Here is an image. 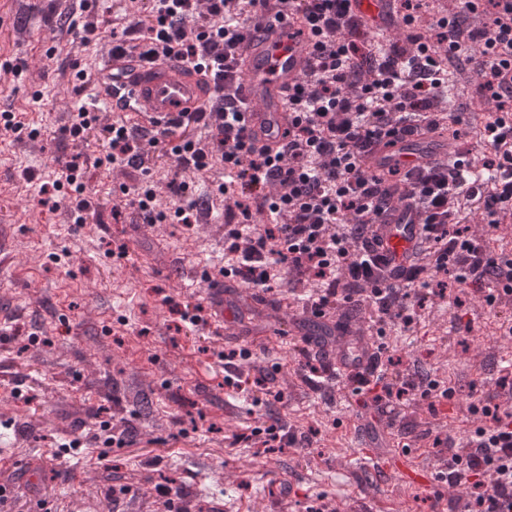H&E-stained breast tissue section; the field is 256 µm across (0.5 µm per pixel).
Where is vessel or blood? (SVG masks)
I'll use <instances>...</instances> for the list:
<instances>
[{"mask_svg": "<svg viewBox=\"0 0 512 512\" xmlns=\"http://www.w3.org/2000/svg\"><path fill=\"white\" fill-rule=\"evenodd\" d=\"M351 9L371 32L392 33L394 0H351ZM315 65L310 27L300 13L281 21L260 20L258 31L243 43L235 78L245 103V125L259 144L272 148L283 144L290 121L288 93L308 77ZM209 85L207 77L179 60L148 61L135 52H117L107 56L98 68L87 94L91 108L119 116L131 114L140 128L160 132L174 130L187 114L203 111ZM457 157L447 135L399 132L374 144L366 164L378 174L386 176L395 171L403 176ZM370 235L389 267H404L422 236V226L416 211L396 199L371 225ZM233 286L229 280L210 290L215 323L232 318L229 290ZM312 324L319 325L328 338L327 377L344 380L371 370L374 339L369 328L338 326L333 314L308 306L296 316L295 326L301 329Z\"/></svg>", "mask_w": 512, "mask_h": 512, "instance_id": "1", "label": "vessel or blood"}]
</instances>
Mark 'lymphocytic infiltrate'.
I'll list each match as a JSON object with an SVG mask.
<instances>
[{"label": "lymphocytic infiltrate", "instance_id": "lymphocytic-infiltrate-1", "mask_svg": "<svg viewBox=\"0 0 512 512\" xmlns=\"http://www.w3.org/2000/svg\"><path fill=\"white\" fill-rule=\"evenodd\" d=\"M447 2L446 15L429 20L425 0H397L403 30L370 53L350 0H126L130 28L142 34V56H172L209 74L210 100L181 122L174 144L165 133L142 134L83 108L66 132L81 139L100 130L107 145L96 159L100 166L146 174L157 154L168 153L184 192L196 179L234 174L233 184L217 185L231 219L225 250L236 257L219 274L248 287L269 289L274 268L284 264L290 277H306L315 307L369 302L406 325L412 316L402 285L430 270L455 271L462 288L487 284L512 294V257L461 228L481 209L490 228L499 229L497 212L512 209V12H499L498 0ZM297 11L315 40L317 68L289 93L293 121L273 154L242 124L234 64L253 15L283 19ZM471 82L497 111L472 173L459 163L439 164L390 187L367 167L373 142L399 126L446 124L455 109L453 84ZM121 193L147 224H193L203 212L196 199L168 213L156 210L149 184L125 185ZM255 194L267 201L271 223H251ZM396 194L417 208L424 238L409 267L389 270L380 266L367 229ZM493 291L485 296L490 306ZM471 407L485 422L465 451L452 455L442 478L465 488L467 512H512V413L499 415L486 397Z\"/></svg>", "mask_w": 512, "mask_h": 512}]
</instances>
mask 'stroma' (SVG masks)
<instances>
[{"label":"stroma","mask_w":512,"mask_h":512,"mask_svg":"<svg viewBox=\"0 0 512 512\" xmlns=\"http://www.w3.org/2000/svg\"><path fill=\"white\" fill-rule=\"evenodd\" d=\"M69 11L78 25H96L100 40L67 32L59 17ZM124 27L120 0L86 12L76 0H0V113L40 131L34 140L0 135V225L14 227V262L0 270V485L11 492L0 512H154L155 487L168 478L204 512H307L327 499L342 512H451L447 484L408 488L350 455L360 436L395 439L391 463L401 462L404 443L433 468L460 448L482 422L469 410L473 395L512 393L485 359L512 348V300L489 308L483 293L440 272L409 329L384 322L389 377L413 385L429 377L454 394L450 403L401 400L393 427L379 423L372 391L353 393L345 381L313 389L302 362L324 360L319 337L274 331L270 314L252 315L245 302L236 311L245 333L225 334L211 322L203 281L231 261L221 202L199 189L212 221L190 227L113 214L134 170L93 166L99 130L83 142L62 133L85 100L77 68L93 70ZM78 154L86 158L80 196L90 204L80 228L71 219L77 195L51 188ZM184 311L199 312V322L182 321ZM241 348L250 364L225 382L224 356ZM264 378L267 395L258 392ZM142 392L147 418L136 406ZM125 420L136 429L131 445L93 442L100 422ZM272 424L282 435L270 442ZM45 458L50 468L30 484L27 466ZM115 464L112 483L105 475ZM117 483L142 493L112 502ZM274 487L287 494L278 505Z\"/></svg>","instance_id":"obj_1"}]
</instances>
